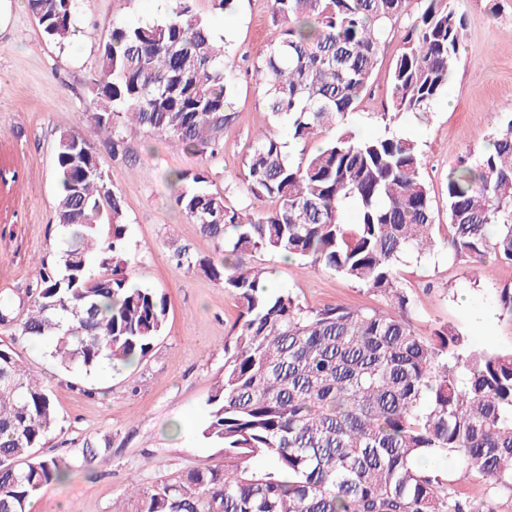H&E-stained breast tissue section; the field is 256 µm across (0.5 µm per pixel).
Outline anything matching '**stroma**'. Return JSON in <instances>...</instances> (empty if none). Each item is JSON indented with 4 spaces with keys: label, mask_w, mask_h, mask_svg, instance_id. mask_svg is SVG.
<instances>
[{
    "label": "stroma",
    "mask_w": 512,
    "mask_h": 512,
    "mask_svg": "<svg viewBox=\"0 0 512 512\" xmlns=\"http://www.w3.org/2000/svg\"><path fill=\"white\" fill-rule=\"evenodd\" d=\"M192 6L216 37L226 39L234 66L237 93L224 128V151L212 158L142 129L127 133L126 158L111 159L99 147L108 181L124 201L126 250L138 257L128 276L166 294L167 322L145 358L119 370L102 365L83 383L47 358L42 346L18 344L27 366L53 391V452L74 462L65 481L33 500L31 512H112L130 475L149 486L193 468L221 471L232 465L201 430L208 419L206 400L224 378V342L233 334L239 308L215 281L173 260L178 248L212 258L219 252L180 211L169 176L208 170L213 190L241 208L250 202L241 173L256 133L276 136L290 154L298 149L287 126L272 121L251 77L274 33L271 0H237L229 12L216 9L215 0H192ZM455 6L466 27L447 94L429 112L398 119L426 157L437 223L435 249L403 257L398 277L412 299L406 317L419 334L447 327L473 347L508 351L512 320L501 317L497 291L512 285V265L454 257L443 225L449 170L459 158L485 151L503 116L512 113V0H455ZM171 7V0H75L78 33L61 45L45 38L27 0H0V299L18 300L13 318L24 317L21 302L35 289L42 261L55 259L57 141L64 131L88 126L100 44L113 26L160 21ZM399 48L397 31L378 53L371 98L355 112L367 135L384 130ZM260 261L271 272L270 292L291 291L305 306L389 307L384 294L333 270L302 268L278 253L261 255ZM89 449L95 456L87 463L83 454ZM453 477L455 491L479 499L487 512H512V488L485 486L461 468Z\"/></svg>",
    "instance_id": "obj_1"
}]
</instances>
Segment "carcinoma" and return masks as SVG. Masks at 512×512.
I'll list each match as a JSON object with an SVG mask.
<instances>
[{
  "instance_id": "1",
  "label": "carcinoma",
  "mask_w": 512,
  "mask_h": 512,
  "mask_svg": "<svg viewBox=\"0 0 512 512\" xmlns=\"http://www.w3.org/2000/svg\"><path fill=\"white\" fill-rule=\"evenodd\" d=\"M160 22L116 26L99 49L90 128L112 158L127 154V127L201 153L224 147L232 66L191 0H174ZM391 69L388 111L423 112L448 86L463 44L453 0H424ZM47 38L72 34L73 0H27ZM409 0H273L275 33L255 66L273 118L288 116L308 145L356 110L367 94L389 25ZM424 154L388 129L340 132L313 153L285 156L258 136L243 184L262 209H237L210 189V173H174L176 203L224 256L180 249L176 264L203 273L240 308L224 342V380L207 399L202 435L232 468L188 470L131 486V512H485L452 495V465L512 486V350L469 346L445 327L417 334L403 316L411 298L396 265L433 249L435 227ZM56 259L42 264L15 334L52 339L48 357L89 377L103 361L130 365L162 336L167 299L125 272L124 203L95 143L60 134ZM448 248L477 263L512 264V116L489 148L448 173ZM281 253L324 266L391 299L392 310L303 305L272 295L267 271L242 256ZM56 422L52 393L16 349L0 344V512H30L71 464L41 448ZM255 457L269 461L252 466Z\"/></svg>"
}]
</instances>
